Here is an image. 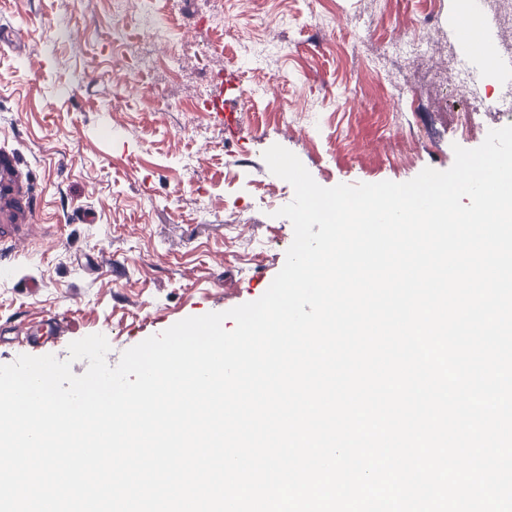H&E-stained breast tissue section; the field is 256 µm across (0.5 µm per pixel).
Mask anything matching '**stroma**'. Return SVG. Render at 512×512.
Instances as JSON below:
<instances>
[{"label":"stroma","mask_w":512,"mask_h":512,"mask_svg":"<svg viewBox=\"0 0 512 512\" xmlns=\"http://www.w3.org/2000/svg\"><path fill=\"white\" fill-rule=\"evenodd\" d=\"M425 0H0V364L19 322L65 330L49 354L106 337L109 365L176 322L259 299L284 265L294 189L263 153L293 152L321 186L445 171L454 146L512 124L487 111L456 135L463 97L429 77L462 53L456 0H438L425 58L387 50ZM125 48L156 63L110 77ZM186 64L170 69V57ZM236 135L205 111L227 82ZM297 110L293 126L280 116Z\"/></svg>","instance_id":"stroma-1"}]
</instances>
